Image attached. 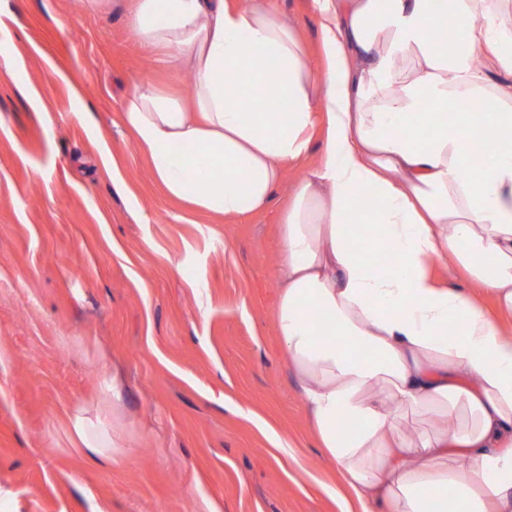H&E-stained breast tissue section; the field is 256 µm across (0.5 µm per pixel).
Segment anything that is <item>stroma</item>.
Segmentation results:
<instances>
[{"mask_svg":"<svg viewBox=\"0 0 512 512\" xmlns=\"http://www.w3.org/2000/svg\"><path fill=\"white\" fill-rule=\"evenodd\" d=\"M273 2L317 52L311 0ZM134 6L0 0V512H345L275 327L301 171L237 219L168 199L121 100L143 76L189 97L190 74L139 46ZM76 415L115 440L99 462Z\"/></svg>","mask_w":512,"mask_h":512,"instance_id":"1","label":"stroma"}]
</instances>
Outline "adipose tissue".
Listing matches in <instances>:
<instances>
[{
  "label": "adipose tissue",
  "mask_w": 512,
  "mask_h": 512,
  "mask_svg": "<svg viewBox=\"0 0 512 512\" xmlns=\"http://www.w3.org/2000/svg\"><path fill=\"white\" fill-rule=\"evenodd\" d=\"M312 8L317 69L271 0H137L138 43L193 97L136 81L122 119L169 198L222 218L266 206L321 131L275 310L320 447L359 512H512V0ZM461 100L480 113L442 112ZM445 259L468 288L435 276Z\"/></svg>",
  "instance_id": "obj_1"
}]
</instances>
